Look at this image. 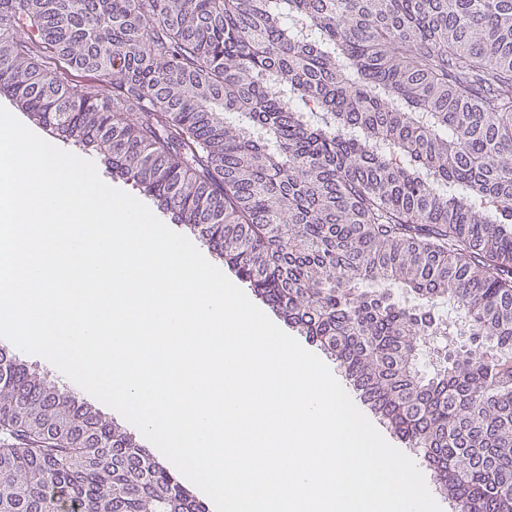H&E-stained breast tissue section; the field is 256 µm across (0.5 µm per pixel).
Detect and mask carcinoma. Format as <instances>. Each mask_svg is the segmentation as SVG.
Returning a JSON list of instances; mask_svg holds the SVG:
<instances>
[{
    "label": "carcinoma",
    "instance_id": "1",
    "mask_svg": "<svg viewBox=\"0 0 512 512\" xmlns=\"http://www.w3.org/2000/svg\"><path fill=\"white\" fill-rule=\"evenodd\" d=\"M2 95L199 230L449 500L512 512V0H0ZM51 501L206 512L0 351V512Z\"/></svg>",
    "mask_w": 512,
    "mask_h": 512
}]
</instances>
